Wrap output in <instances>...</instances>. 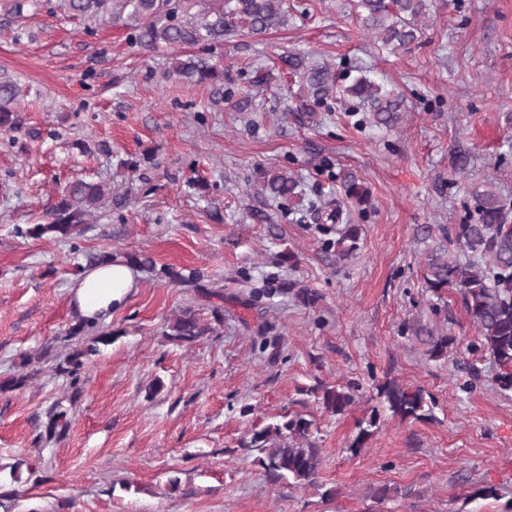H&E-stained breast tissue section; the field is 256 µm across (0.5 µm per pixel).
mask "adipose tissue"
Segmentation results:
<instances>
[{
  "instance_id": "obj_1",
  "label": "adipose tissue",
  "mask_w": 512,
  "mask_h": 512,
  "mask_svg": "<svg viewBox=\"0 0 512 512\" xmlns=\"http://www.w3.org/2000/svg\"><path fill=\"white\" fill-rule=\"evenodd\" d=\"M139 272L124 258L93 265L82 271L71 287V304L81 318L106 324L138 286Z\"/></svg>"
}]
</instances>
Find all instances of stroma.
I'll list each match as a JSON object with an SVG mask.
<instances>
[{"mask_svg": "<svg viewBox=\"0 0 512 512\" xmlns=\"http://www.w3.org/2000/svg\"><path fill=\"white\" fill-rule=\"evenodd\" d=\"M293 2L287 28L231 34L215 50L232 78L262 77L243 112L168 77L170 52L131 44L132 20L87 22L33 0L22 40L0 21V80L23 91L19 132L0 133V382L26 379L0 389V486L17 491L0 512H512V392L493 382L489 356L468 353L478 331L456 291L424 282L440 227L461 223L474 187L512 202V0H428L420 45L396 56L353 0ZM295 52L396 88L402 121L363 125L340 101L302 121L299 80L281 63ZM261 168L298 179L294 203L263 193ZM342 173L371 205L358 250L339 258L301 210ZM79 179L124 204L102 201L73 244L15 235ZM102 250L200 272L201 285L141 269L111 345L73 379L58 371L83 342L70 333L71 286ZM283 282L321 298L274 294ZM186 309L210 334L169 340ZM435 335L455 339L438 358ZM386 380L432 394L434 416L383 413L351 455ZM319 382L361 389L334 416L307 393ZM55 408L68 413L60 438L44 427ZM287 412L316 421L315 485L271 482L240 446ZM484 483L499 499L470 497ZM383 485L389 497L375 500Z\"/></svg>", "mask_w": 512, "mask_h": 512, "instance_id": "stroma-1", "label": "stroma"}]
</instances>
